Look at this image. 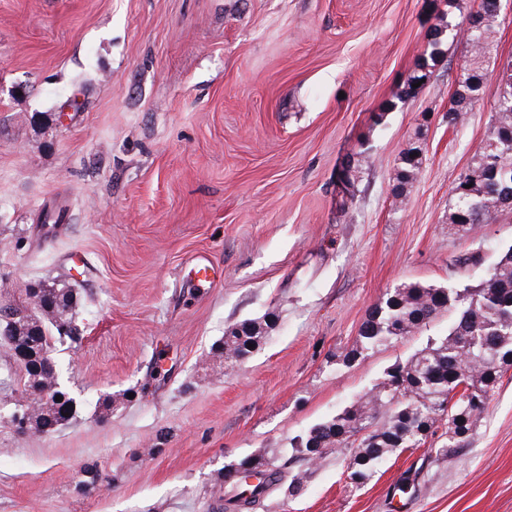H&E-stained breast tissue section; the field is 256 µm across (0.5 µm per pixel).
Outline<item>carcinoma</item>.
<instances>
[{"label":"carcinoma","instance_id":"1","mask_svg":"<svg viewBox=\"0 0 512 512\" xmlns=\"http://www.w3.org/2000/svg\"><path fill=\"white\" fill-rule=\"evenodd\" d=\"M484 21L477 30L462 36L463 24L439 21L429 31L428 49L407 80L405 95L413 84L430 75V63L441 54L443 38L466 44L467 56L456 75L448 108V124L462 122L480 105L482 65L491 53V34L501 12L500 0H480ZM503 88L491 105V128L479 147L476 162L462 171L454 187V203L448 223L463 237H474L492 223L498 213L512 210V73L502 76ZM423 148L417 141L401 152L393 196L404 202V191L422 164ZM68 221L66 209L53 201L42 205L39 230L55 231ZM27 304L9 306L18 314L0 336L25 347L19 362L25 370V390L35 397L21 405L44 424H59L65 414L76 412L70 396L44 364L33 355L35 343L51 353L55 345L74 341L73 294L66 288L37 285L26 290ZM453 311L448 334L429 343L405 362L393 365L384 380L332 420L291 439L292 459L314 465L331 449L351 450L347 478L356 485L368 483L380 463L401 448H417L444 430L447 439L432 449L445 457L450 448H463L481 424L490 393L503 369L512 367V247L502 253L490 275L473 288L454 290L436 285H399L385 301L372 308L359 328L352 347L344 355L351 364L374 346L398 340L421 329L438 315ZM257 342L252 324L243 322L224 335L219 355L242 362ZM61 400H56V397ZM239 477L224 491V512H252L271 489L288 483V493L298 492L307 471L281 465L259 470L250 461L224 472Z\"/></svg>","mask_w":512,"mask_h":512}]
</instances>
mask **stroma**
<instances>
[{"label": "stroma", "mask_w": 512, "mask_h": 512, "mask_svg": "<svg viewBox=\"0 0 512 512\" xmlns=\"http://www.w3.org/2000/svg\"><path fill=\"white\" fill-rule=\"evenodd\" d=\"M475 7L0 0V302L39 277L70 284L79 333L54 352L77 412L38 436L12 421L28 395L0 346V512H211L225 465L284 463L291 438L447 335L445 313L343 361L396 285L478 284L512 245V211L475 239L448 222L512 66V0L464 124L446 118L462 44L401 96L438 15ZM415 140L423 164L400 206L397 160ZM54 198L70 219L39 237ZM200 260L212 286L193 278ZM249 320L258 345L225 366V331ZM349 459L328 453L260 512H512V367L465 448L395 453L362 487Z\"/></svg>", "instance_id": "35a3bbf8"}]
</instances>
